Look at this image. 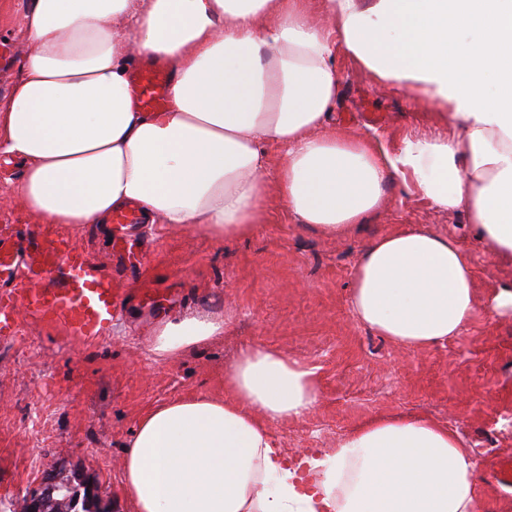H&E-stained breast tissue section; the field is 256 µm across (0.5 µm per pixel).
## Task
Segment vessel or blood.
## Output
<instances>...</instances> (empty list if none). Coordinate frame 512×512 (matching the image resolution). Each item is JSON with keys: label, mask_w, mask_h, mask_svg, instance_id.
<instances>
[{"label": "vessel or blood", "mask_w": 512, "mask_h": 512, "mask_svg": "<svg viewBox=\"0 0 512 512\" xmlns=\"http://www.w3.org/2000/svg\"><path fill=\"white\" fill-rule=\"evenodd\" d=\"M172 67L154 60L131 73L134 99L147 111L162 109L168 100ZM124 300L110 273L102 271L88 252L59 224L38 232L0 225V341H13L20 321L52 320L55 327L86 342L103 340Z\"/></svg>", "instance_id": "obj_1"}]
</instances>
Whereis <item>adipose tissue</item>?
Masks as SVG:
<instances>
[{"label":"adipose tissue","instance_id":"ef3b65f1","mask_svg":"<svg viewBox=\"0 0 512 512\" xmlns=\"http://www.w3.org/2000/svg\"><path fill=\"white\" fill-rule=\"evenodd\" d=\"M22 25L0 154L21 161V206L43 223L104 224L135 204L146 223L221 241L265 223L276 198L336 234L380 212L398 176L512 265V0H33ZM340 52L421 95L442 134L388 151L337 127ZM144 59L173 66L164 111L133 101ZM349 305L404 348L444 342L479 310L471 257L454 237L398 229L361 254ZM223 333L220 316L170 318L153 349ZM224 386L228 398L139 419L123 460L134 512H475L467 450L427 418L377 417L305 457L318 477L306 488L269 426L313 407V371L249 348Z\"/></svg>","mask_w":512,"mask_h":512}]
</instances>
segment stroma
I'll list each match as a JSON object with an SVG mask.
<instances>
[{
    "mask_svg": "<svg viewBox=\"0 0 512 512\" xmlns=\"http://www.w3.org/2000/svg\"><path fill=\"white\" fill-rule=\"evenodd\" d=\"M0 17V99L19 74L21 27L28 0H10ZM334 109L339 127L393 149L407 133L428 130L427 103L379 82L345 56ZM18 162L0 157V225L29 232L40 223L8 201L21 181ZM384 210L347 234L328 236L296 223L274 201L266 223L244 237L216 241L179 226H155L142 254L119 280L128 298L111 336L89 344L49 321L24 323L0 343V512L60 471L94 483L111 512H133L123 481L125 447L151 408L223 391L224 373L247 348L275 350L315 372L317 400L299 418L271 424L272 439L293 459L334 447L378 415L458 421L466 434L490 436L493 453L477 466V512H512V314L488 304L512 268L498 264L461 213L433 208L401 179L385 186ZM456 237L469 251L482 307L459 336L409 351L353 315L348 297L360 253L377 237L407 225ZM102 270L112 268L111 227L72 229ZM225 316L221 337L166 358L153 350L164 318Z\"/></svg>",
    "mask_w": 512,
    "mask_h": 512,
    "instance_id": "stroma-1",
    "label": "stroma"
}]
</instances>
